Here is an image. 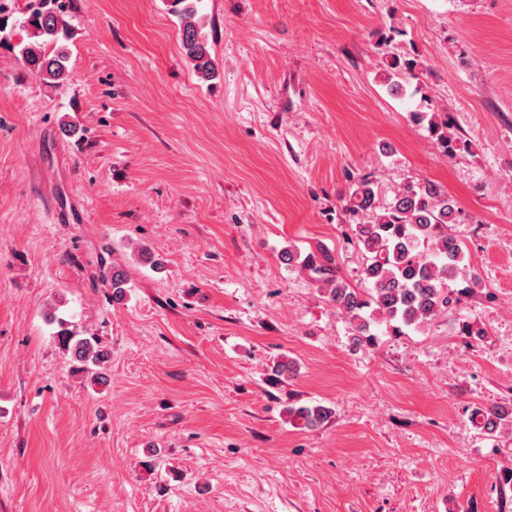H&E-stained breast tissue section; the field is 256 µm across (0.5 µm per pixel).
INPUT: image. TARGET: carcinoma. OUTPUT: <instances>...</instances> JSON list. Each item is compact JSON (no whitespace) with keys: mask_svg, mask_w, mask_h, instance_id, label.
Returning a JSON list of instances; mask_svg holds the SVG:
<instances>
[{"mask_svg":"<svg viewBox=\"0 0 512 512\" xmlns=\"http://www.w3.org/2000/svg\"><path fill=\"white\" fill-rule=\"evenodd\" d=\"M171 4L181 20L182 47L195 71L205 80L214 77L201 25L195 20L194 0H171ZM68 17V0H39V6L30 10L24 21L33 41L21 49L23 62L53 82L68 75V53L59 44L60 37H68ZM415 67L412 59L396 57L389 62L385 81L390 89H401L397 78ZM415 116L420 122L428 121L443 149L451 147L448 135L435 118L424 112ZM346 211L353 215L372 213L368 222L350 225L353 238L365 253L361 275L368 288L350 286L335 270L331 255L322 249L307 254L301 267L314 275V281L336 310L353 322L356 341L374 342L373 328L381 324L393 334L421 331L436 316L457 311L459 292L453 285L463 277L469 258L461 242L448 232V225L456 223L458 213L448 192L431 181L409 183L391 203L382 206L375 182L362 178L351 186ZM106 276L112 283V297L121 300L128 283L126 272L114 266ZM59 339L83 364V370L91 374L92 381L106 383L98 368L107 361V354L96 346V340L76 339L63 330ZM288 415L302 427L315 429L325 422L330 410L322 405L290 406ZM510 417L512 412L495 404L473 413V420L488 434L496 432Z\"/></svg>","mask_w":512,"mask_h":512,"instance_id":"1","label":"carcinoma"}]
</instances>
